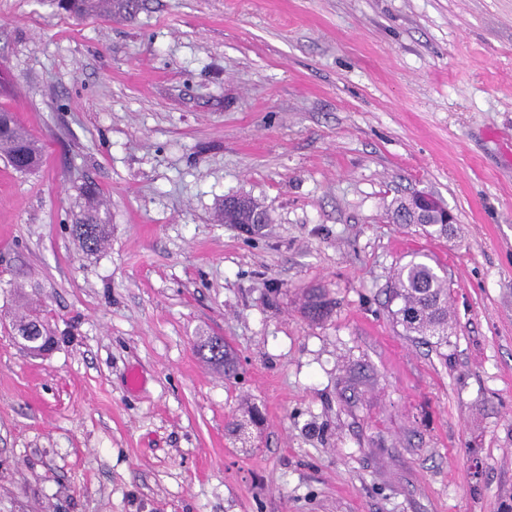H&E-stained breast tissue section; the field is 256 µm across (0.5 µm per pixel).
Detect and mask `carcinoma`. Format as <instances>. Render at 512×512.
<instances>
[{
	"instance_id": "carcinoma-1",
	"label": "carcinoma",
	"mask_w": 512,
	"mask_h": 512,
	"mask_svg": "<svg viewBox=\"0 0 512 512\" xmlns=\"http://www.w3.org/2000/svg\"><path fill=\"white\" fill-rule=\"evenodd\" d=\"M42 146L38 140L29 135L9 112H0V155L20 173L35 170L40 162ZM418 196L407 201H400L394 209L397 223L415 222L422 231L430 236L448 234V225L443 223L442 214L426 209L417 204ZM224 224H250L254 216L263 213L259 204L249 198H240L239 208L220 209ZM72 234L80 242L88 255L100 252L109 239L110 225L100 216L95 206H90L83 220L72 225ZM448 291L447 278L442 267L431 263L428 255L416 252L411 259L399 265L393 274L391 300L398 302L393 311V318L409 336H417L425 342L431 340L441 346L448 344ZM305 315L312 320H321L332 310L331 301L319 288L308 290L302 303ZM13 327L26 332L24 341L28 350L35 354L42 353L47 344L54 342L47 335L46 329L38 315L22 314L17 317ZM200 352L206 353V359L224 368V375L232 376L236 371V362L228 349H222L211 337L199 346Z\"/></svg>"
}]
</instances>
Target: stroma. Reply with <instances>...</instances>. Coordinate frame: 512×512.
I'll return each instance as SVG.
<instances>
[{
    "label": "stroma",
    "instance_id": "stroma-1",
    "mask_svg": "<svg viewBox=\"0 0 512 512\" xmlns=\"http://www.w3.org/2000/svg\"><path fill=\"white\" fill-rule=\"evenodd\" d=\"M1 108L44 151L0 157V512H512V0H0ZM421 192L448 236L392 222ZM415 251L438 347L389 313ZM239 208L234 210L224 209V204L220 209L222 214V223L224 224H251L254 222L253 216L264 215L259 204L249 197H239ZM72 234L87 255L97 254L109 239L110 224L102 219L97 206L92 205L83 220L72 225ZM442 269L427 254L416 252L395 269L391 288L392 302L398 301L392 311L396 323L409 336L425 342L436 339L437 346L447 344L452 321L448 317L449 285ZM302 309L305 315L312 320H321L328 316L332 310L331 301L319 288L309 289L304 297ZM14 329L27 332L24 341L32 353L40 354L49 343L54 344L53 336H48L44 324L38 315L22 314L17 317L13 324ZM223 350L218 345L217 340L210 336L206 338L199 346L200 352L205 355L206 359L215 366L224 368L226 376L234 375L236 371V362L234 357L227 348L222 346ZM207 351V354L205 353Z\"/></svg>",
    "mask_w": 512,
    "mask_h": 512
}]
</instances>
